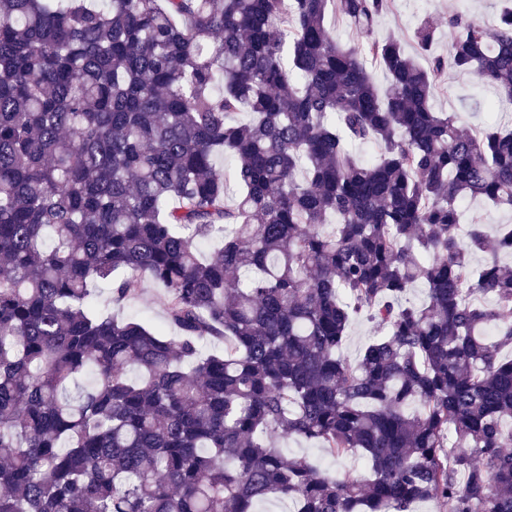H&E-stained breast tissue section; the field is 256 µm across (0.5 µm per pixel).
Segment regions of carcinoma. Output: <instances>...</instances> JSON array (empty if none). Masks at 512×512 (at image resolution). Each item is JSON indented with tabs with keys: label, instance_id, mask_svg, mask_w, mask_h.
I'll use <instances>...</instances> for the list:
<instances>
[{
	"label": "carcinoma",
	"instance_id": "obj_1",
	"mask_svg": "<svg viewBox=\"0 0 512 512\" xmlns=\"http://www.w3.org/2000/svg\"><path fill=\"white\" fill-rule=\"evenodd\" d=\"M392 2L0 0V512H512V224L460 220L512 210V120L433 107L512 101V7L410 54ZM147 280L180 335L94 303ZM472 98L496 99L492 89L481 86L472 76L448 71L436 89L434 102L438 111L457 112L466 126L479 128L485 123V113L463 108V103ZM463 211L466 220L473 219L475 222L488 224L490 227L512 223V212L509 209L493 206L480 199L468 202ZM373 331V324L365 318L353 322L349 330V340L343 348V355L350 360H354L359 350L367 342L368 337L373 334ZM277 446L280 448L283 455L288 456H307L311 459L317 460L322 467L335 471L336 465H332L329 458L326 456L322 448H315L314 445L299 441L294 438H279Z\"/></svg>",
	"mask_w": 512,
	"mask_h": 512
}]
</instances>
